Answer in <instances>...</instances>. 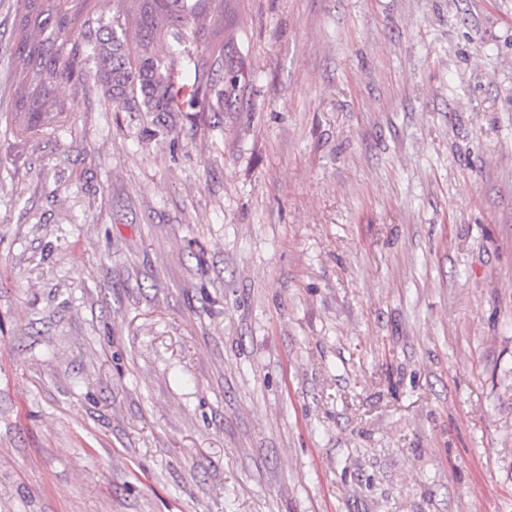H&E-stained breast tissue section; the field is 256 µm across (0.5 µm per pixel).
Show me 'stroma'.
I'll return each mask as SVG.
<instances>
[{"label":"stroma","mask_w":512,"mask_h":512,"mask_svg":"<svg viewBox=\"0 0 512 512\" xmlns=\"http://www.w3.org/2000/svg\"><path fill=\"white\" fill-rule=\"evenodd\" d=\"M230 22V112L0 119V512H512V0Z\"/></svg>","instance_id":"obj_1"}]
</instances>
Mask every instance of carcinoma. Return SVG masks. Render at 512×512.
<instances>
[{
  "instance_id": "cac0c4a2",
  "label": "carcinoma",
  "mask_w": 512,
  "mask_h": 512,
  "mask_svg": "<svg viewBox=\"0 0 512 512\" xmlns=\"http://www.w3.org/2000/svg\"><path fill=\"white\" fill-rule=\"evenodd\" d=\"M106 19L95 0H17L8 57L11 80L0 86L7 102L5 130L33 138L56 130L72 103L60 89L82 78L80 48L94 64L91 77L120 112H228L240 91L234 37L224 17L230 0H118ZM208 45L192 60L194 80L178 85L162 46L187 38ZM85 44H80V41Z\"/></svg>"
}]
</instances>
